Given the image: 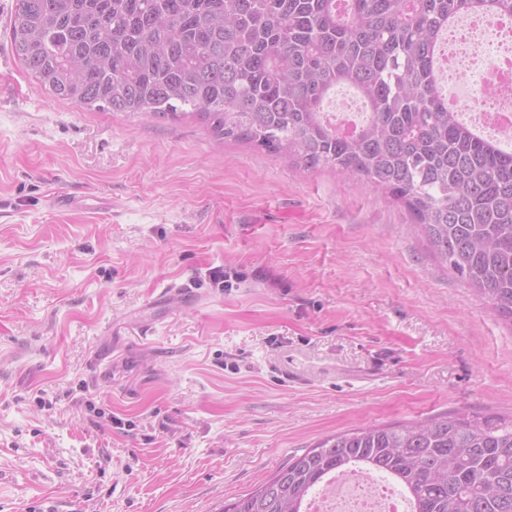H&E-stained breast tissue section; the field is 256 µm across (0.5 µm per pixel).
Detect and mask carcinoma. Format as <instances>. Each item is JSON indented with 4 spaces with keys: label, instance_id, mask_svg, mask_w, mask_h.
Masks as SVG:
<instances>
[{
    "label": "carcinoma",
    "instance_id": "cac0c4a2",
    "mask_svg": "<svg viewBox=\"0 0 512 512\" xmlns=\"http://www.w3.org/2000/svg\"><path fill=\"white\" fill-rule=\"evenodd\" d=\"M512 0H15L29 77L81 109L192 118L301 170L365 178L433 252L512 322V151L448 109L436 50L463 16ZM338 85L366 119L341 136ZM378 473L411 512H512V415L362 425L294 454L220 512H306L338 475Z\"/></svg>",
    "mask_w": 512,
    "mask_h": 512
}]
</instances>
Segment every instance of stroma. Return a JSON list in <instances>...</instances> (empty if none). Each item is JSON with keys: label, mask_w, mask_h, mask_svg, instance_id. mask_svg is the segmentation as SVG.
I'll return each instance as SVG.
<instances>
[{"label": "stroma", "mask_w": 512, "mask_h": 512, "mask_svg": "<svg viewBox=\"0 0 512 512\" xmlns=\"http://www.w3.org/2000/svg\"><path fill=\"white\" fill-rule=\"evenodd\" d=\"M13 9L0 512H219L328 435L512 414V327L403 207L193 120L52 98L12 51Z\"/></svg>", "instance_id": "1"}]
</instances>
